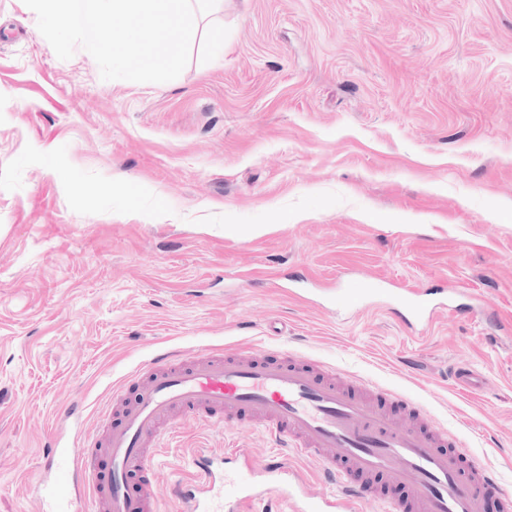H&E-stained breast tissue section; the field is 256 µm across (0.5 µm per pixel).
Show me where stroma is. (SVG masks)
Listing matches in <instances>:
<instances>
[{
    "instance_id": "obj_1",
    "label": "stroma",
    "mask_w": 512,
    "mask_h": 512,
    "mask_svg": "<svg viewBox=\"0 0 512 512\" xmlns=\"http://www.w3.org/2000/svg\"><path fill=\"white\" fill-rule=\"evenodd\" d=\"M224 37L214 59L209 30ZM379 294L339 316L328 300ZM431 296L408 327L385 297ZM290 351L421 404L512 487V0H224L174 80H103L0 0V512L156 355ZM468 367L484 379L456 381ZM276 445L184 421L152 478Z\"/></svg>"
}]
</instances>
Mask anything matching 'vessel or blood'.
<instances>
[{
  "mask_svg": "<svg viewBox=\"0 0 512 512\" xmlns=\"http://www.w3.org/2000/svg\"><path fill=\"white\" fill-rule=\"evenodd\" d=\"M394 302L428 323L429 306L416 292ZM112 397L126 402L119 424L44 450L36 485L49 512H145L148 499L165 496L184 512H254L273 498L294 502L288 462L278 458L261 468L259 485L228 479L213 457L199 455L193 460L197 483L131 491L130 475L154 470L158 449L188 415L259 423L280 446L316 459L340 491L307 500L304 512H359L363 502L379 498L384 482L409 492L407 502L389 503L388 512H482L484 488L494 481L489 468L448 430L431 426L413 400L405 402L408 420H397L385 396H364L324 366L295 362L285 352L169 351L137 372L132 398L119 387ZM99 446L111 461L104 479L91 454Z\"/></svg>",
  "mask_w": 512,
  "mask_h": 512,
  "instance_id": "obj_1",
  "label": "vessel or blood"
}]
</instances>
